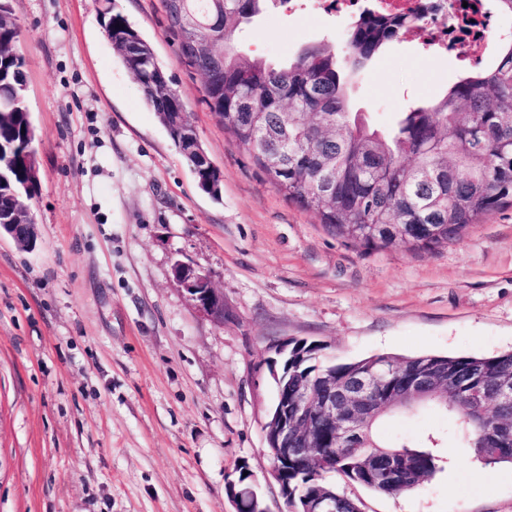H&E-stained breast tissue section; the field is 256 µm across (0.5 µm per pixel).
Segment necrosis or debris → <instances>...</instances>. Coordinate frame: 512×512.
I'll return each instance as SVG.
<instances>
[{"label":"necrosis or debris","instance_id":"necrosis-or-debris-1","mask_svg":"<svg viewBox=\"0 0 512 512\" xmlns=\"http://www.w3.org/2000/svg\"><path fill=\"white\" fill-rule=\"evenodd\" d=\"M493 0H289L293 13L334 15L351 23L365 11L387 18L404 16L423 28L426 53H448L461 67L493 61L504 36L502 16L492 7Z\"/></svg>","mask_w":512,"mask_h":512}]
</instances>
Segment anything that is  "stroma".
Wrapping results in <instances>:
<instances>
[{
  "label": "stroma",
  "instance_id": "35a3bbf8",
  "mask_svg": "<svg viewBox=\"0 0 512 512\" xmlns=\"http://www.w3.org/2000/svg\"><path fill=\"white\" fill-rule=\"evenodd\" d=\"M21 30L25 104L39 166L36 242L0 234V512H234L240 463L270 512L263 424L276 340L327 357H489L512 351V208L437 252L347 245L265 179L203 102L161 0H114L151 43L211 163L195 176L106 37L99 0H10ZM338 20L270 10L237 47L275 63L303 47L344 51ZM419 36L388 43L350 80L351 111L387 130L457 79ZM223 290L215 324L189 301L176 263ZM441 435L439 470L391 496L328 475L361 512H512V464L473 458L426 411L379 435ZM182 155L192 167L196 175L199 188L204 192L214 194L217 191L220 182V175L218 171L216 169H211L203 163H198L199 159L202 157L198 153Z\"/></svg>",
  "mask_w": 512,
  "mask_h": 512
}]
</instances>
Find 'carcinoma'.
<instances>
[{
  "instance_id": "cac0c4a2",
  "label": "carcinoma",
  "mask_w": 512,
  "mask_h": 512,
  "mask_svg": "<svg viewBox=\"0 0 512 512\" xmlns=\"http://www.w3.org/2000/svg\"><path fill=\"white\" fill-rule=\"evenodd\" d=\"M174 19L184 63L204 79L203 101L224 119V131L253 159L268 182L347 244L368 250L404 248L435 252L462 240L474 224L512 207V42L496 63L473 66L437 99L402 113L381 130L350 111L349 77L395 39L405 21L391 28L369 13L350 28L340 55L324 43L307 46L286 64L245 56L234 46L240 26L263 14L270 0H162ZM0 0V218L22 214L36 194L32 166L14 157L30 147L34 127L25 105L23 57L14 54L18 32ZM105 34L134 75L145 103L175 146L191 138L187 124L172 121L184 111L148 41L112 0L102 5ZM185 156L200 189L213 194L220 175ZM314 340L288 348V417L308 428L309 441L291 447L282 464V486L301 512L329 490L341 512L348 497L326 481L335 473L350 483L397 495L401 483L417 486L439 468L436 440L387 445L379 426L405 411L437 410L460 419L453 435L486 464L512 463V410L492 409L481 395L512 377V354L491 357L377 354L332 361ZM391 367L389 381L372 396V419L355 434L334 433L294 396L318 388L316 374L342 382L377 364ZM448 370V385L408 404L389 406L403 378L424 364Z\"/></svg>"
}]
</instances>
